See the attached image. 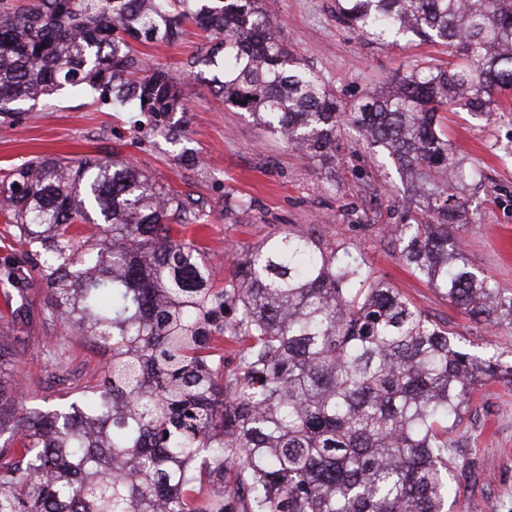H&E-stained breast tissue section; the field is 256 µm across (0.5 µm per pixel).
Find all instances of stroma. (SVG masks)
<instances>
[{"mask_svg":"<svg viewBox=\"0 0 512 512\" xmlns=\"http://www.w3.org/2000/svg\"><path fill=\"white\" fill-rule=\"evenodd\" d=\"M273 2L274 21L290 50L348 102L414 66H442L449 60L446 47L414 36L392 45L365 40L341 22L337 0ZM201 41V31L190 24L178 43L142 48L150 63L177 77L185 109L172 121L182 129L183 145L156 136L134 140L127 114L65 92L50 97L42 109L0 116V167L36 157L76 160L120 152L157 181L208 203L212 221L199 244L207 258L223 260L216 271L220 281L249 247L277 229L313 225L337 240L351 237L376 276L400 288L432 320L463 334L478 350L503 352L511 362L512 328L488 327L448 304L381 237L380 225L408 222L418 208L394 167L345 126L337 131L334 168L301 160L246 113L229 109L206 86L182 74V61ZM441 121L456 160L476 173L460 188L468 210L462 230L467 255L475 268L512 289V92L500 97L488 115L460 109L443 113ZM182 146L193 150L200 167L174 162ZM228 199L236 205L230 219L224 216ZM47 302L48 293L37 282L25 291L18 311L8 310L0 299V326L11 325L29 376L21 400L27 411L62 407L103 375L99 347L45 320ZM56 346L67 350L63 362L46 356ZM452 439L456 493L448 500L449 512H512V385L489 381L477 386Z\"/></svg>","mask_w":512,"mask_h":512,"instance_id":"1","label":"stroma"}]
</instances>
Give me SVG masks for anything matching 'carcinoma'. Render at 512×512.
Wrapping results in <instances>:
<instances>
[{
	"instance_id": "cac0c4a2",
	"label": "carcinoma",
	"mask_w": 512,
	"mask_h": 512,
	"mask_svg": "<svg viewBox=\"0 0 512 512\" xmlns=\"http://www.w3.org/2000/svg\"><path fill=\"white\" fill-rule=\"evenodd\" d=\"M346 23L386 43L455 49L357 103L338 100L280 36L265 0H0V114L65 87L170 137L175 77L132 42L207 43L182 68L308 162L331 167L356 127L423 206L384 232L415 276L475 319L512 326V289L470 266L455 162L439 113L492 111L512 89V0H347ZM0 220L40 256L0 264L11 302L38 279L47 319L107 353L101 382L52 413L16 410L13 338L0 330V512H448L450 435L512 363L374 276L357 244L280 229L224 285L190 195L119 154L0 169Z\"/></svg>"
}]
</instances>
